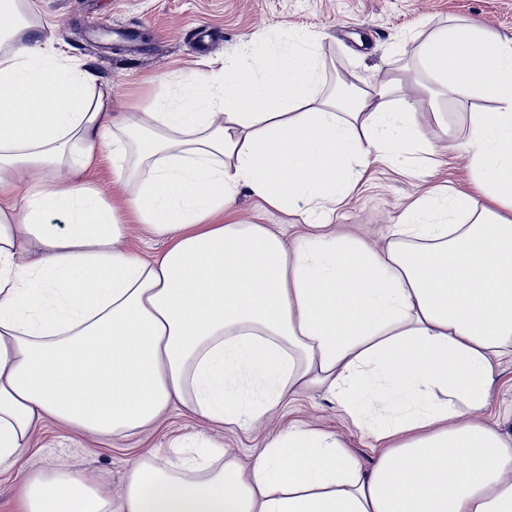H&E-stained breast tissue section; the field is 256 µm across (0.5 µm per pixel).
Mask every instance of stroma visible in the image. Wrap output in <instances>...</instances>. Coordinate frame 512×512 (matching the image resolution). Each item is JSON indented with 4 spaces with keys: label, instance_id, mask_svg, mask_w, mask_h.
<instances>
[{
    "label": "stroma",
    "instance_id": "1",
    "mask_svg": "<svg viewBox=\"0 0 512 512\" xmlns=\"http://www.w3.org/2000/svg\"><path fill=\"white\" fill-rule=\"evenodd\" d=\"M41 18L59 27V38L44 39L45 49H62L86 63L98 87L110 94L113 111H148L158 97H177L188 80L221 69L225 61L247 66L252 46L280 52L286 41L310 43L326 65L327 87L356 86L398 76L413 63L418 45L434 29L458 19L512 37V0H34ZM406 53H399V44ZM485 103L470 98L441 103L447 129L421 121L420 133L441 161L423 178L404 161L373 164L349 197L329 216L337 231L353 233L381 247L399 215L425 189L446 185L472 191L464 157L449 152L444 133L463 135L471 112ZM225 221L266 224L294 234L296 216L241 191ZM483 421L512 439V355L501 356L491 404ZM291 427L333 434L371 469L379 445L323 390L302 393L279 408L273 419L246 426L217 424L173 405L153 429L130 437L100 438L48 419L31 433L26 469H65L97 478L112 490L126 484L137 458H172L181 446H211L245 460Z\"/></svg>",
    "mask_w": 512,
    "mask_h": 512
}]
</instances>
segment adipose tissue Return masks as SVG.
<instances>
[{
  "mask_svg": "<svg viewBox=\"0 0 512 512\" xmlns=\"http://www.w3.org/2000/svg\"><path fill=\"white\" fill-rule=\"evenodd\" d=\"M32 9L0 0L13 19L0 28V468L21 464L47 416L127 436L177 402L242 426L321 388L390 446L366 472L330 435L296 429L247 465L214 448L174 469L138 460L116 494L27 472L24 512H512V445L476 418L512 349V38L462 22L421 44L431 97L491 103L451 145L475 191L427 190L377 249L322 218L374 162L433 166L402 79L331 97L307 45L257 44L251 66L132 119L84 62L43 50ZM102 144L163 253L122 246L88 176ZM243 188L304 232L225 222ZM32 244L38 259L19 265Z\"/></svg>",
  "mask_w": 512,
  "mask_h": 512,
  "instance_id": "adipose-tissue-1",
  "label": "adipose tissue"
}]
</instances>
